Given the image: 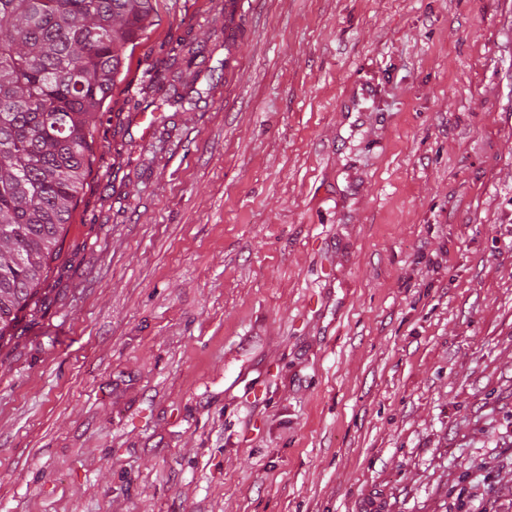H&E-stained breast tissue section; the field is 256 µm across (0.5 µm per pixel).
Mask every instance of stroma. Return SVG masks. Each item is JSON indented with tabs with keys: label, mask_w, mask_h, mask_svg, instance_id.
Listing matches in <instances>:
<instances>
[{
	"label": "stroma",
	"mask_w": 512,
	"mask_h": 512,
	"mask_svg": "<svg viewBox=\"0 0 512 512\" xmlns=\"http://www.w3.org/2000/svg\"><path fill=\"white\" fill-rule=\"evenodd\" d=\"M212 6L158 0L0 342V512H512V0ZM194 45L195 43L192 39H180L175 46L170 48L167 65L164 71L150 75L148 82L142 88V94H147L148 90L152 92L165 90V93L153 99L150 104L144 107V110L150 106L155 107L150 113L151 119L148 120L147 113H141L139 115V123L144 126L143 134H148L156 122L154 111L161 110L165 106L173 107L182 102L183 96L179 95L176 89V83L181 82L184 73L190 71L191 67L196 65L195 60L199 55V51ZM166 87L168 88L165 89Z\"/></svg>",
	"instance_id": "35a3bbf8"
}]
</instances>
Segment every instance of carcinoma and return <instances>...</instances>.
<instances>
[{"instance_id": "obj_1", "label": "carcinoma", "mask_w": 512, "mask_h": 512, "mask_svg": "<svg viewBox=\"0 0 512 512\" xmlns=\"http://www.w3.org/2000/svg\"><path fill=\"white\" fill-rule=\"evenodd\" d=\"M156 13L157 0H0V341L46 298L98 112ZM198 55L191 39L170 48L143 87L162 92L155 110L182 102Z\"/></svg>"}]
</instances>
